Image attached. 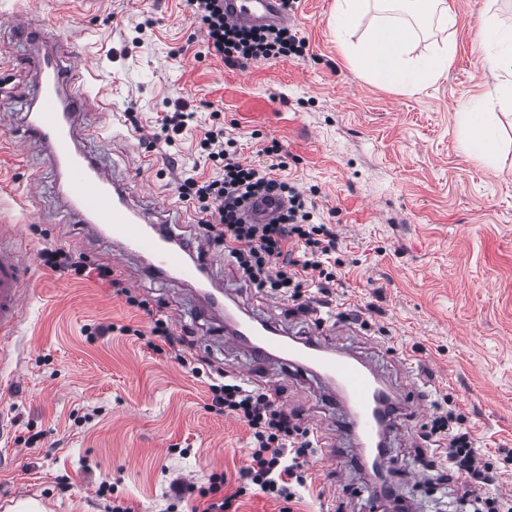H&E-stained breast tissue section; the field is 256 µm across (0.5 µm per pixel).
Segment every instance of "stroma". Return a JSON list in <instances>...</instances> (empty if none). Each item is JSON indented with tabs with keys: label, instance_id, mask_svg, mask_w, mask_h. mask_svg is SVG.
I'll return each mask as SVG.
<instances>
[{
	"label": "stroma",
	"instance_id": "1",
	"mask_svg": "<svg viewBox=\"0 0 512 512\" xmlns=\"http://www.w3.org/2000/svg\"><path fill=\"white\" fill-rule=\"evenodd\" d=\"M335 2L296 0L289 26L306 40L303 56L239 67L201 56L202 35L182 0H0V137L20 134L31 83L32 48L11 30V13L21 8L43 23L66 13L61 44L98 62L91 81L114 110L106 133L103 114L86 113L78 147L129 184L138 206L157 207L165 230L202 256L250 315L292 336L353 348L399 399L461 414L498 474L486 494L510 497L512 112L497 111L501 150L492 164L464 145L460 115L482 109L487 85L512 82L507 72L487 71L485 56L499 48L473 33L484 15L512 28V0H447L455 27H432L414 53L432 54L449 39L453 60L442 78L415 92L359 76L342 50L399 15L371 7L358 28L340 34ZM178 100L195 120L174 145L135 141L136 130L154 132L158 115ZM216 111L240 132L239 151L251 164L268 165L263 149L278 143L285 177L314 190L318 217L335 225L343 266L332 315L300 312L291 299L245 282L223 242L209 238L192 204L180 199L184 179L214 173L198 143ZM137 154L145 165H133ZM34 178L44 186L38 195L17 203L3 192ZM1 224L12 226L33 267L30 302L5 344L16 379L0 394V498L13 499L10 512H104L110 499L132 512H203L216 476L231 500L226 512H398L378 496L322 382L256 364L226 344L190 286L129 262L118 275L149 302L145 312L105 282L43 264L44 249L62 248L107 266L113 245L64 208L60 177L38 142L19 161L0 152ZM177 310L174 328L194 356L246 374L252 385L276 384L316 454L334 456L327 470L305 463L310 480L293 500L242 487L250 430L207 411V376H192L123 332L149 331L151 314ZM430 420L397 415L385 478L407 512H473L448 478L444 449L420 439ZM428 455L434 467H426ZM176 481L184 484L178 498L170 491Z\"/></svg>",
	"mask_w": 512,
	"mask_h": 512
}]
</instances>
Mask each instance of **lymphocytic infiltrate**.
I'll return each instance as SVG.
<instances>
[{"instance_id": "obj_1", "label": "lymphocytic infiltrate", "mask_w": 512, "mask_h": 512, "mask_svg": "<svg viewBox=\"0 0 512 512\" xmlns=\"http://www.w3.org/2000/svg\"><path fill=\"white\" fill-rule=\"evenodd\" d=\"M185 9L198 22L207 55L237 66L254 61L302 56L306 43L292 30L280 28L245 29L224 19V0H183ZM232 138L223 124L207 130L199 146L216 170L215 176L188 178L179 186L181 198L194 201L197 222L214 232L224 243V253L236 264L242 278L258 288L300 301L303 310L327 308L340 286L341 259L336 255L338 234L330 224L314 221V205L282 178L286 163L279 159L278 145L266 147L271 162L256 168L232 150ZM287 197L288 208L270 224H249L242 211L250 199L259 195ZM45 265L55 272H71L79 277H97L125 296L129 305L146 309V301L132 294L108 267L88 264L82 257L64 250L44 253ZM125 334L136 337L157 355H174L182 367L194 364L185 349V339L168 325L155 321L150 332L125 327ZM207 408L218 415L230 414L245 422L252 431L254 446L240 477L265 494L293 499L294 486L305 485L299 460L311 447L293 418L281 407V392L270 388H250L230 378L212 379ZM424 442L448 449V470L460 482L464 497L473 499L475 512H500L501 500L485 497L482 487L498 480L488 463L479 458L469 431L453 413L434 417Z\"/></svg>"}]
</instances>
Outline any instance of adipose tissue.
I'll use <instances>...</instances> for the list:
<instances>
[{"label":"adipose tissue","mask_w":512,"mask_h":512,"mask_svg":"<svg viewBox=\"0 0 512 512\" xmlns=\"http://www.w3.org/2000/svg\"><path fill=\"white\" fill-rule=\"evenodd\" d=\"M415 37L409 25L385 27L349 46L347 52L359 75L381 85L396 83L405 89H415L438 80L454 55V45L448 40L432 55L413 56ZM485 98L487 111L465 113L461 127L468 146L491 163L499 146L498 125L491 108L506 105L511 98L496 85L487 89Z\"/></svg>","instance_id":"1"}]
</instances>
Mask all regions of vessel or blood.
Instances as JSON below:
<instances>
[{
  "label": "vessel or blood",
  "mask_w": 512,
  "mask_h": 512,
  "mask_svg": "<svg viewBox=\"0 0 512 512\" xmlns=\"http://www.w3.org/2000/svg\"><path fill=\"white\" fill-rule=\"evenodd\" d=\"M224 16L241 26L288 24L290 17L281 0H224ZM11 26L28 35L38 47L28 67L36 74L29 89V105L23 137L8 139L6 147L19 151L28 139L46 145L50 162L66 178L65 199L69 210L80 222L104 225L117 246L114 266L137 254L148 261L150 271L176 274L186 281L202 282L205 264L184 246L175 245L171 235L162 232L152 213L133 208L126 186L117 184L104 168L92 161L75 145L85 112L97 94L94 89L77 85L75 79L89 69L76 52L59 55L55 38L63 24L33 22L27 11L18 9L10 17ZM284 206L278 197L252 200L246 218L265 224L277 217ZM14 234L0 231V336H12L20 322L31 280L30 268L13 246ZM211 307L223 311L231 321L233 345L243 349L254 361L277 359L299 373H313L335 387L345 403L348 423L368 459L386 463L380 446V432L405 406L356 353L314 340L288 336L271 323L250 315H241L236 304L225 302L219 288H204ZM425 412L423 403L409 406Z\"/></svg>",
  "instance_id": "obj_1"
}]
</instances>
